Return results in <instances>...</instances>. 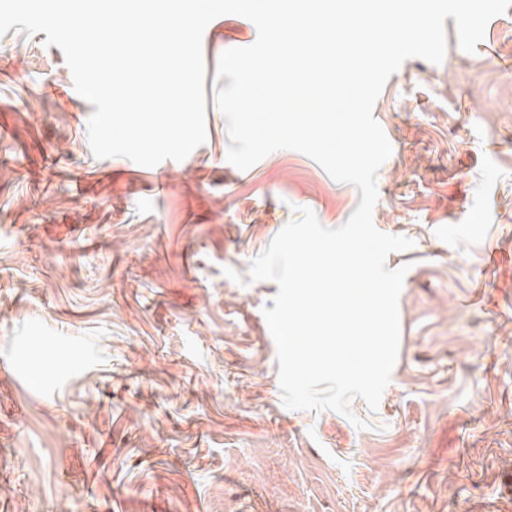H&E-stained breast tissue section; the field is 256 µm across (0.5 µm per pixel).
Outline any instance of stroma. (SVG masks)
Instances as JSON below:
<instances>
[{
    "mask_svg": "<svg viewBox=\"0 0 512 512\" xmlns=\"http://www.w3.org/2000/svg\"><path fill=\"white\" fill-rule=\"evenodd\" d=\"M404 62L373 115L393 152L375 227L413 240L376 411L287 409L263 315L239 285L292 218L343 225L361 194L309 156L227 160L220 54L203 35L207 139L144 167L93 156L95 107L45 33L0 37V512H512V7L475 53ZM366 421L357 428L355 419Z\"/></svg>",
    "mask_w": 512,
    "mask_h": 512,
    "instance_id": "35a3bbf8",
    "label": "stroma"
}]
</instances>
